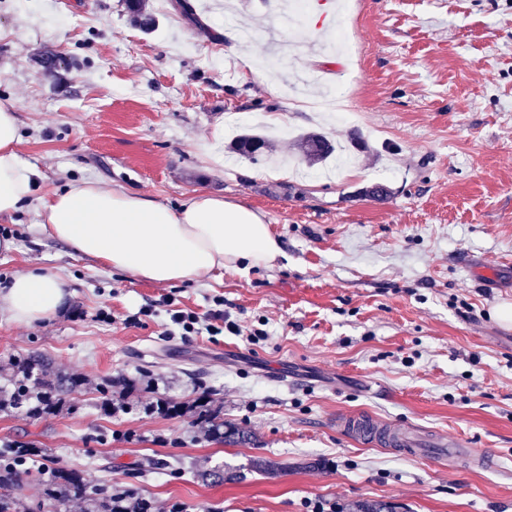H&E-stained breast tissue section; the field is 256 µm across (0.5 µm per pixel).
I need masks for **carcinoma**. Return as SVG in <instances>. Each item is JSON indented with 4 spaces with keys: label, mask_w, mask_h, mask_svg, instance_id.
Segmentation results:
<instances>
[{
    "label": "carcinoma",
    "mask_w": 512,
    "mask_h": 512,
    "mask_svg": "<svg viewBox=\"0 0 512 512\" xmlns=\"http://www.w3.org/2000/svg\"><path fill=\"white\" fill-rule=\"evenodd\" d=\"M126 6L136 26L150 30L155 26L154 16L147 12L145 0H126ZM297 147L311 165L325 164L335 155L336 144L317 131L297 136ZM229 152L241 160L255 162L260 156L273 154L271 140L262 134L248 132L237 137ZM16 378L13 390L0 394V412L26 407L32 416L53 414L62 408L65 398L80 391L85 380L76 374L53 370L52 363L42 355L32 352L15 362ZM125 384V380L108 379L96 387V404L112 411L113 384ZM164 411L189 413L192 424L199 426L211 437L222 443L239 444L248 441L245 431L224 427L216 422L210 408V400L201 397L192 403L177 407L164 405ZM43 449L34 446L7 445L0 448V512H27L20 491L24 482L32 477L40 481L41 499L37 509L44 512H67L69 503L78 501L85 505V512H115L112 508V485L103 483L89 486L81 475L73 470L55 468L50 472L42 466Z\"/></svg>",
    "instance_id": "carcinoma-1"
}]
</instances>
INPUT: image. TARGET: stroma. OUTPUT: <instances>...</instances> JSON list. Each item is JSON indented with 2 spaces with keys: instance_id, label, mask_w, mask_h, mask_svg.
I'll return each instance as SVG.
<instances>
[{
  "instance_id": "obj_1",
  "label": "stroma",
  "mask_w": 512,
  "mask_h": 512,
  "mask_svg": "<svg viewBox=\"0 0 512 512\" xmlns=\"http://www.w3.org/2000/svg\"><path fill=\"white\" fill-rule=\"evenodd\" d=\"M145 0V32L125 0H0V100L19 117L23 161L41 193L90 179L176 207L206 191L264 214L285 256L171 286L115 271L54 239L38 201L0 217V282L40 265L73 284V305L29 325L0 320V385L30 352L85 377L59 412L0 413V445L44 449L49 468L89 484L134 488L188 512H341L378 502L394 512H512V0H357L335 27L288 32L296 60L262 39L278 0ZM238 31L237 42L224 35ZM360 36L358 67L313 48ZM63 55L59 79L39 54ZM355 82L353 120L314 111ZM265 131L284 162L226 151ZM318 130L365 150L309 166L294 146ZM380 185L377 200L365 196ZM238 333L183 335L171 310L209 317L216 299ZM265 330L264 340L249 339ZM130 383L125 410L95 404L105 380ZM209 396L248 443L225 445L187 415L147 413L162 400ZM344 413L415 434L494 449L499 469L447 472L425 459L345 439ZM256 458L287 464L275 477ZM230 465L235 482L202 481Z\"/></svg>"
}]
</instances>
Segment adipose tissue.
Returning a JSON list of instances; mask_svg holds the SVG:
<instances>
[{"instance_id": "1", "label": "adipose tissue", "mask_w": 512, "mask_h": 512, "mask_svg": "<svg viewBox=\"0 0 512 512\" xmlns=\"http://www.w3.org/2000/svg\"><path fill=\"white\" fill-rule=\"evenodd\" d=\"M19 124L10 100H0V216L39 198L51 236L105 272L121 271L154 283L203 281L224 268L270 267L283 255L264 215L205 192L179 207L80 179L37 197L41 172L18 152ZM70 281L31 269L0 285V314L30 324L66 312Z\"/></svg>"}]
</instances>
